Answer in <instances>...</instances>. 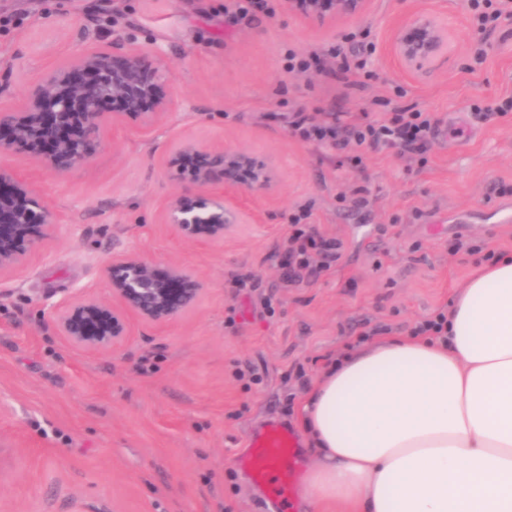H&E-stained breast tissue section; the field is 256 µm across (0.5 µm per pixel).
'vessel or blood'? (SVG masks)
<instances>
[{
	"instance_id": "b4317fda",
	"label": "vessel or blood",
	"mask_w": 512,
	"mask_h": 512,
	"mask_svg": "<svg viewBox=\"0 0 512 512\" xmlns=\"http://www.w3.org/2000/svg\"><path fill=\"white\" fill-rule=\"evenodd\" d=\"M241 464L269 495L291 504L298 481V440L293 433L277 426L257 433Z\"/></svg>"
}]
</instances>
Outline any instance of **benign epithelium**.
<instances>
[{"label":"benign epithelium","instance_id":"7a95c632","mask_svg":"<svg viewBox=\"0 0 512 512\" xmlns=\"http://www.w3.org/2000/svg\"><path fill=\"white\" fill-rule=\"evenodd\" d=\"M370 0H286L288 10L319 27L366 15ZM392 55L404 70L427 74L448 55V28L423 13L408 15L392 32ZM161 47L150 53L134 47V37L120 36L110 48L84 50L40 72L26 86L17 106L0 104V159L25 157L49 174L83 166L103 144L106 131L138 120L149 133L178 105L168 73L160 64ZM190 156L205 159L187 168ZM168 167L181 184L165 213L180 238L209 244L224 241L242 215L230 194L241 189L268 193L277 185L273 165L222 143L185 137L172 143ZM249 172L247 178L241 171ZM59 211L48 205L36 181L24 170L0 162V274L21 266L29 252L51 239L62 223ZM205 290L198 273L172 262L157 274L156 263L127 254L109 264L108 291L116 304L84 296L67 302L55 313L66 341L90 353H105L129 335V316L158 327L196 309Z\"/></svg>","mask_w":512,"mask_h":512}]
</instances>
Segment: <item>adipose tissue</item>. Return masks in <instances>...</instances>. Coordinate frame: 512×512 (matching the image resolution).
Segmentation results:
<instances>
[{
    "mask_svg": "<svg viewBox=\"0 0 512 512\" xmlns=\"http://www.w3.org/2000/svg\"><path fill=\"white\" fill-rule=\"evenodd\" d=\"M300 415L312 512H512V256L471 275L447 340L329 364Z\"/></svg>",
    "mask_w": 512,
    "mask_h": 512,
    "instance_id": "obj_1",
    "label": "adipose tissue"
}]
</instances>
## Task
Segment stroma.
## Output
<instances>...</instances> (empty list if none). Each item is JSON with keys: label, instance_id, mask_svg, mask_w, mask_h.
Here are the masks:
<instances>
[{"label": "stroma", "instance_id": "obj_1", "mask_svg": "<svg viewBox=\"0 0 512 512\" xmlns=\"http://www.w3.org/2000/svg\"><path fill=\"white\" fill-rule=\"evenodd\" d=\"M408 11L435 16L454 40L423 77L389 53ZM119 31L163 48L173 96L190 109L149 134L127 120L84 166L36 174L65 222L0 275V512H281L238 465L252 435L272 424L301 434L299 408L330 358L371 329L412 335L484 255L512 252V113L475 117L512 99V20L487 34L470 0H372L331 32L285 0L245 16L228 0H0V59L33 74ZM365 40L376 47L365 69L342 71L328 53L340 43L355 55ZM292 51L311 59L307 71H289ZM407 107L437 122L422 159L367 150L357 167L349 150L288 127L294 112L388 119ZM185 135L277 170L273 194L235 195L248 221L223 243L183 241L164 221L180 190L168 150ZM303 206L346 249L313 285L291 288L276 253ZM126 253L193 267L207 286L197 309L163 328L131 320L109 353L75 349L52 306L108 299L107 264ZM239 273L254 287H234Z\"/></svg>", "mask_w": 512, "mask_h": 512}]
</instances>
